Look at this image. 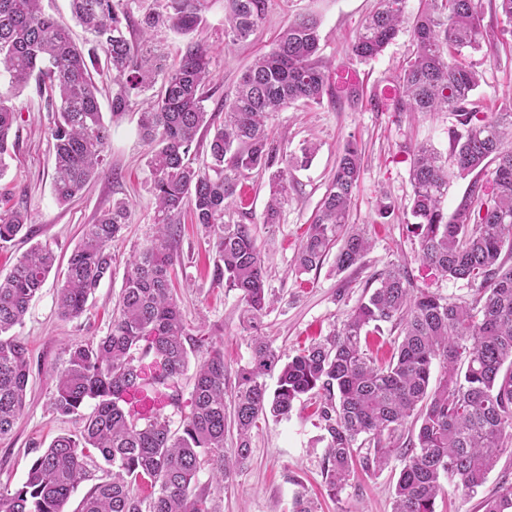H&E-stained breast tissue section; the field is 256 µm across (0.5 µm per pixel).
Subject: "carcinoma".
Instances as JSON below:
<instances>
[{"mask_svg":"<svg viewBox=\"0 0 512 512\" xmlns=\"http://www.w3.org/2000/svg\"><path fill=\"white\" fill-rule=\"evenodd\" d=\"M40 0H0V177L7 169L8 139L18 112L13 94L35 84L52 106L47 134L53 141V189L57 200L75 198L102 164L110 138L92 72L113 77L112 119L144 97L138 130L149 147L148 168L156 201V231L127 263L109 332L95 343L69 346L56 375L50 406L66 417L85 404L79 435L58 436L30 465L14 492L0 491V512H63L87 478L91 452L107 468L76 512H212L197 484L202 463L227 480L251 457V437L272 416L285 417L305 394L318 401L324 431L323 477L332 497L356 466L381 472L400 462L393 512H436L455 481L466 494L482 486L501 454L512 450V102L487 114L473 92L476 64L462 51L486 42L482 0H420L409 15L405 0H382L358 30L350 61L382 54L408 26L413 52L401 64L392 96L364 97L345 75L332 80V64L319 55V22L302 16L288 22L273 49L242 73L224 97V121L214 129L202 161L191 157L199 131L211 126L212 56L196 37L210 0H71L77 21L91 35L76 45L67 30L46 16ZM268 0H225V49L244 42L267 10ZM173 31L186 39L179 62L155 42ZM346 100L398 114L454 112L463 132L449 138L453 170L433 147L408 150L418 258L441 277L476 289L471 301H450L413 288L394 265L379 287L347 313L341 329L281 362L268 341L251 336V358L239 368L234 394L238 442L224 457V353L206 352L193 379L194 406L180 432L159 415L140 422L126 407L131 390L148 383L177 401L175 388L189 367L190 328L173 294L172 272L180 261L176 240L184 210L208 236L218 256L214 277L239 292L248 322L268 308V287L255 225L224 221L237 190L254 172L268 175L263 223L280 222L292 172L308 167L316 146L288 151L268 128L273 113L291 104ZM362 169L357 144L348 141L333 177L308 224L294 258L302 275L318 269L337 247L336 269L361 263L372 241L362 228L345 229ZM476 177L451 214L443 200L453 177ZM130 213L115 200L87 225L71 252L59 289L58 310L78 318L101 281L112 275V241ZM28 224L27 212H0V242ZM54 251L35 245L0 277V437L9 435L25 409L30 360L8 331L22 322L29 304L55 266ZM399 330L389 358L374 357L368 337L383 325ZM441 373L431 379L434 365ZM278 371L269 392L265 376ZM411 424L413 435L400 444ZM484 512H509L512 487L483 503Z\"/></svg>","mask_w":512,"mask_h":512,"instance_id":"1","label":"carcinoma"}]
</instances>
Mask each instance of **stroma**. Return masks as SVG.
I'll return each instance as SVG.
<instances>
[{"label":"stroma","instance_id":"35a3bbf8","mask_svg":"<svg viewBox=\"0 0 512 512\" xmlns=\"http://www.w3.org/2000/svg\"><path fill=\"white\" fill-rule=\"evenodd\" d=\"M379 0H270L268 12L246 43L233 50L224 47V0H212L199 29L200 38L212 54L213 78L207 110L222 121V103L232 94L238 79L254 57L268 51L288 20L312 14L321 22L320 53L335 63L347 61V47ZM483 24L497 36L495 57L483 62L481 53L470 56L479 63L482 79L476 91L484 111L503 107L512 93V37L501 36L502 18L493 0H483ZM412 36L402 30L376 59L353 63L360 87L366 93L391 87L396 67L409 55ZM19 110L13 127L17 147L7 161L0 186L11 194L12 203L26 209L29 222L11 242H0V275H6L36 244L50 245L57 257L39 295L22 324L11 331L30 353V376L26 407L12 436L0 440V490L21 486L32 460L61 435L78 434V416L53 413L50 400L55 391V370L63 368L67 347L105 336L123 285L125 267L136 249L154 233L155 198L147 166L148 148L138 134L137 116L128 112L112 125L107 156L94 179L71 202L62 204L52 187L53 145L46 128L51 119L46 102L33 88L15 100ZM271 125L288 150H298L313 141L318 151L309 168L294 172L288 195L282 203L280 222H263L268 197L267 178L251 175L243 187L241 208L226 213L227 222L249 212L257 226L273 304L257 321L258 332L282 356L294 355L310 343L340 329L347 314L378 285V277L390 265L405 266L416 288L439 293L451 300L470 298L464 283L447 280L423 267L418 241L406 229L412 187L406 147L424 143L448 155V132L458 125L451 112H435L416 119L392 112H376L365 106L323 102L296 105L279 112ZM362 151L361 179L349 221L368 226L372 247L360 266L337 271L333 257L311 273L296 275L290 268L293 255L332 177L336 158L348 140ZM389 197L398 211L391 223L378 221L380 197ZM117 199L127 201L129 223L111 251L119 260L110 278L104 279L78 318H61L56 299L73 248L87 224ZM180 262L174 272L183 317L194 340L205 348L224 352L226 386L234 388L237 372L248 363L249 333L244 330L245 305L238 291L217 285L213 278L217 256L200 226L185 224L177 244ZM315 407L308 399L294 403L287 417L268 419L252 437L247 467L228 482L215 480L210 468H202L198 485L205 489L217 512H291L298 491H308L318 500V512H392L395 478L391 470L379 473L357 471L337 499H330L323 486L324 443ZM512 486V452H505L486 482L472 495L449 491L437 503L438 512H483L485 499Z\"/></svg>","mask_w":512,"mask_h":512}]
</instances>
